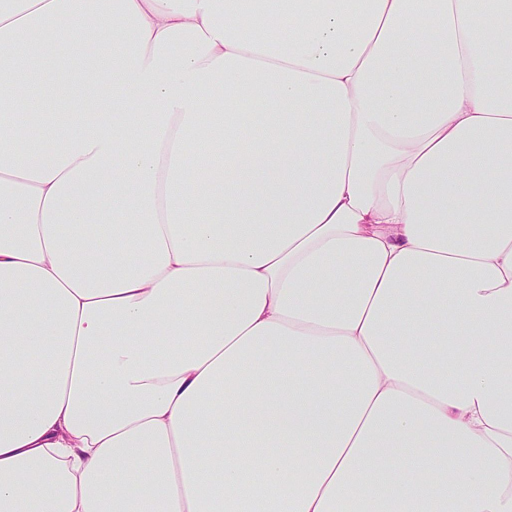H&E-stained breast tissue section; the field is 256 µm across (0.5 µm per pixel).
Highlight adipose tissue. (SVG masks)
<instances>
[{"label":"adipose tissue","instance_id":"adipose-tissue-1","mask_svg":"<svg viewBox=\"0 0 512 512\" xmlns=\"http://www.w3.org/2000/svg\"><path fill=\"white\" fill-rule=\"evenodd\" d=\"M0 96V512H512V0H0Z\"/></svg>","mask_w":512,"mask_h":512}]
</instances>
